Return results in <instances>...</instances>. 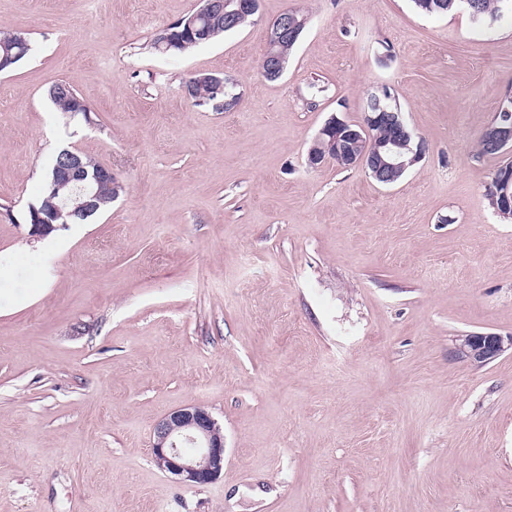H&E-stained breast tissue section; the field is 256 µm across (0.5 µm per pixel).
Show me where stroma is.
Wrapping results in <instances>:
<instances>
[{"label":"stroma","instance_id":"obj_1","mask_svg":"<svg viewBox=\"0 0 512 512\" xmlns=\"http://www.w3.org/2000/svg\"><path fill=\"white\" fill-rule=\"evenodd\" d=\"M199 0H0L32 51L0 74V512H512V222L477 153L512 94V13L480 23L411 0H261L258 21L180 56L154 35ZM309 24L283 76L266 26ZM197 73L239 106L196 107ZM65 82L90 119L58 112ZM393 89L430 151L392 187L306 162L330 117ZM124 186L34 240L55 153ZM198 405L224 475L150 462L153 428ZM512 349V337L494 333H472L456 340L457 355L474 365H485Z\"/></svg>","mask_w":512,"mask_h":512}]
</instances>
